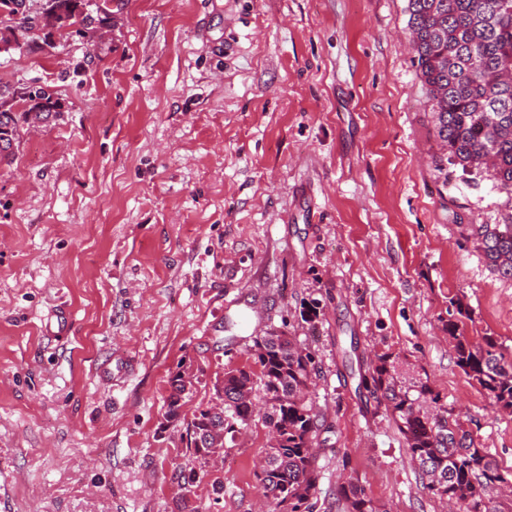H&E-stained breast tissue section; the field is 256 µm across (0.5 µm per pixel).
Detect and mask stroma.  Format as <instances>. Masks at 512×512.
<instances>
[{
  "label": "stroma",
  "mask_w": 512,
  "mask_h": 512,
  "mask_svg": "<svg viewBox=\"0 0 512 512\" xmlns=\"http://www.w3.org/2000/svg\"><path fill=\"white\" fill-rule=\"evenodd\" d=\"M91 4L107 26L0 53V88L62 105L0 167V512H258L262 420L209 461L165 412L178 365L199 371L186 419L270 325L315 354L313 512L350 480L383 512H448L359 386L382 352L512 473V415L448 338L458 299L512 353V282L461 235L507 196L435 169L407 0Z\"/></svg>",
  "instance_id": "35a3bbf8"
}]
</instances>
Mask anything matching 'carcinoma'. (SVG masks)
<instances>
[{
	"label": "carcinoma",
	"mask_w": 512,
	"mask_h": 512,
	"mask_svg": "<svg viewBox=\"0 0 512 512\" xmlns=\"http://www.w3.org/2000/svg\"><path fill=\"white\" fill-rule=\"evenodd\" d=\"M81 32L97 21L88 0H45ZM408 28L419 76L432 102L431 118L439 153L435 167L487 173L512 205V0H407ZM15 93L0 94V103ZM17 97V96H15ZM17 111L0 112V136L20 145L37 120L55 118L61 103L43 87L23 88ZM462 231L500 279L512 282V216L504 224H463ZM448 319L457 365L483 390L499 411L512 414V356L492 336L474 343L464 333L471 319L461 301H451ZM255 368L223 374L224 406L198 409L187 423L190 448L207 457L224 447L226 435L255 417L276 431L257 477L275 505L274 512H310L318 473L314 444L323 421L309 389L315 374L310 349L295 337L269 329L254 339ZM397 357L376 356L366 388L385 407L408 449L411 461L427 478L436 497L465 512H493V497L512 490V475L475 445L458 416L441 403L426 381H402ZM193 383L186 371L171 378L167 418L181 421V409ZM337 512H379L364 490L350 482L336 498Z\"/></svg>",
	"instance_id": "1"
}]
</instances>
